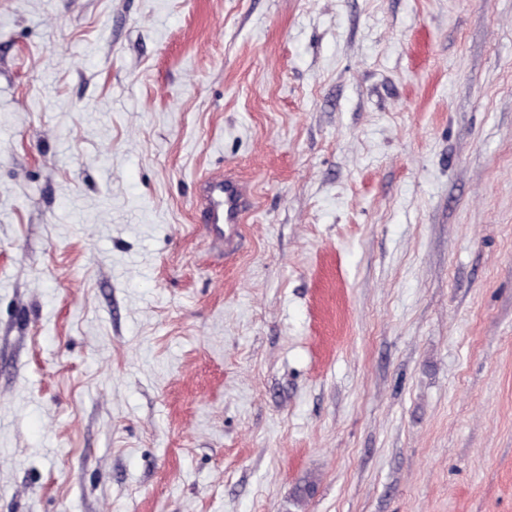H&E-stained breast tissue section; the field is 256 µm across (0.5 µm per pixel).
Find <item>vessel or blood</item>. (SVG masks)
I'll return each mask as SVG.
<instances>
[{"label":"vessel or blood","mask_w":512,"mask_h":512,"mask_svg":"<svg viewBox=\"0 0 512 512\" xmlns=\"http://www.w3.org/2000/svg\"><path fill=\"white\" fill-rule=\"evenodd\" d=\"M249 198L248 185L228 174L202 184L199 204L208 214V228L217 242L232 244Z\"/></svg>","instance_id":"obj_1"}]
</instances>
